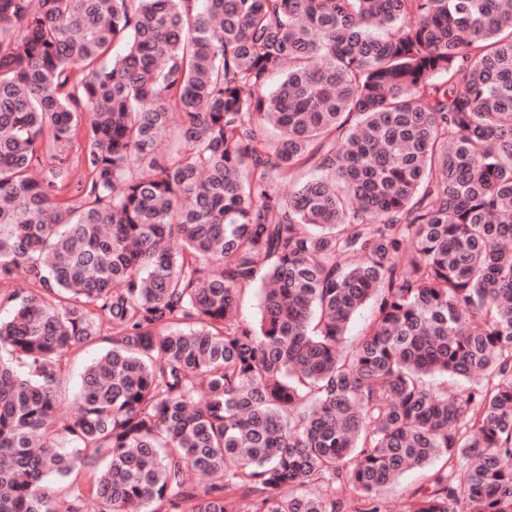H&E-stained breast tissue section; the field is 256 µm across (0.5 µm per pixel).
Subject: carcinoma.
I'll list each match as a JSON object with an SVG mask.
<instances>
[{"label": "carcinoma", "mask_w": 512, "mask_h": 512, "mask_svg": "<svg viewBox=\"0 0 512 512\" xmlns=\"http://www.w3.org/2000/svg\"><path fill=\"white\" fill-rule=\"evenodd\" d=\"M0 310V512H512V0H0ZM106 343L99 342L95 345L85 346L71 353L67 358L66 378L61 388V404L59 417L66 419L75 412V393L78 388L80 374L85 366L104 349ZM421 481L415 474H408L393 486L385 496L383 512H405L410 495L419 487Z\"/></svg>", "instance_id": "cac0c4a2"}]
</instances>
